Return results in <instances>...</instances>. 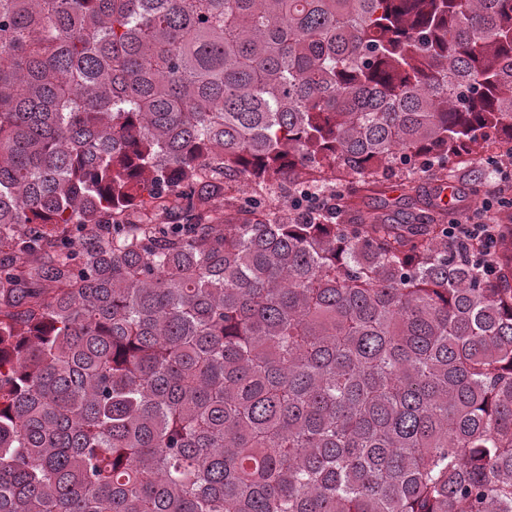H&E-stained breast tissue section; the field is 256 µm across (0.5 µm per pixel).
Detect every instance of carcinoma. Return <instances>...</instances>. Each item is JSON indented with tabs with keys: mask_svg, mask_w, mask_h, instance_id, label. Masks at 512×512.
Returning <instances> with one entry per match:
<instances>
[{
	"mask_svg": "<svg viewBox=\"0 0 512 512\" xmlns=\"http://www.w3.org/2000/svg\"><path fill=\"white\" fill-rule=\"evenodd\" d=\"M487 139L512 0H0V512H512V225L413 182ZM404 175L395 169L391 172H387L380 176V186L377 188V192H374L370 197L366 198L364 204H361L363 209L369 208H377L380 205H383L386 202V205H390L387 208L388 212L395 213L399 210L400 215L403 213L404 216L406 213H413L415 216L416 213H419L417 209L410 208V206L400 205L394 206L395 200L401 194L400 184L403 183ZM393 205V206H392Z\"/></svg>",
	"mask_w": 512,
	"mask_h": 512,
	"instance_id": "1",
	"label": "carcinoma"
}]
</instances>
